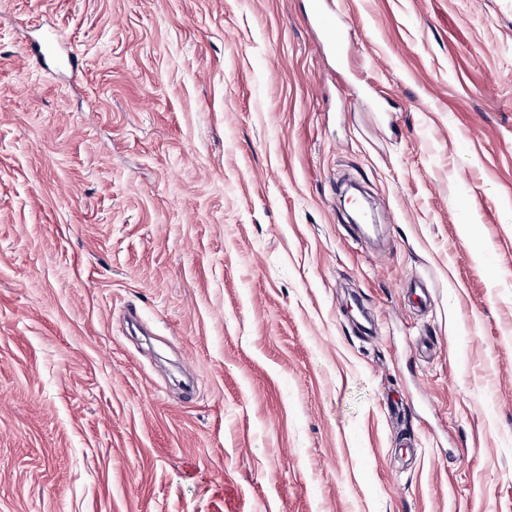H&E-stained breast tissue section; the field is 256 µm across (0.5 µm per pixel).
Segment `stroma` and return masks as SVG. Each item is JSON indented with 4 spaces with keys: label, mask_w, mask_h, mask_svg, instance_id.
Listing matches in <instances>:
<instances>
[{
    "label": "stroma",
    "mask_w": 512,
    "mask_h": 512,
    "mask_svg": "<svg viewBox=\"0 0 512 512\" xmlns=\"http://www.w3.org/2000/svg\"><path fill=\"white\" fill-rule=\"evenodd\" d=\"M322 5L0 0V512H512V0Z\"/></svg>",
    "instance_id": "35a3bbf8"
}]
</instances>
